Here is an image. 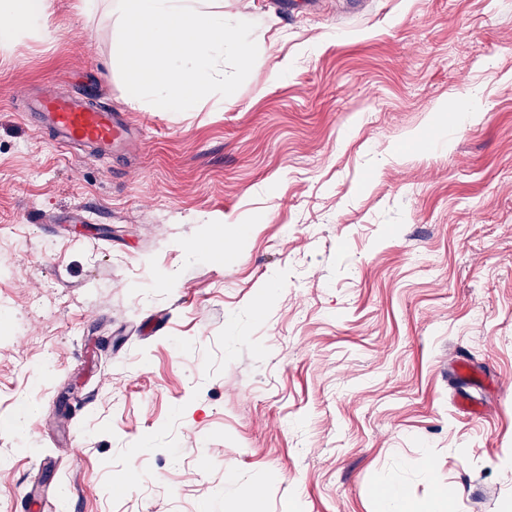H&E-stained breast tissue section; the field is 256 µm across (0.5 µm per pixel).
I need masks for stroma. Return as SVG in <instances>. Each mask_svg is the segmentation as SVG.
<instances>
[{
    "label": "stroma",
    "instance_id": "35a3bbf8",
    "mask_svg": "<svg viewBox=\"0 0 512 512\" xmlns=\"http://www.w3.org/2000/svg\"><path fill=\"white\" fill-rule=\"evenodd\" d=\"M223 2L227 107L127 108L107 0L0 50V512H512V0ZM93 76L133 160L23 115Z\"/></svg>",
    "mask_w": 512,
    "mask_h": 512
}]
</instances>
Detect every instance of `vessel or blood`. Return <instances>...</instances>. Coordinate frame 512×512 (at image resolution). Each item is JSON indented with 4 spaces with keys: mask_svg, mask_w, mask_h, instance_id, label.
Wrapping results in <instances>:
<instances>
[{
    "mask_svg": "<svg viewBox=\"0 0 512 512\" xmlns=\"http://www.w3.org/2000/svg\"><path fill=\"white\" fill-rule=\"evenodd\" d=\"M94 96L91 87L67 95L48 82L30 97L28 109L35 112L39 127L59 145L85 146L98 159L137 152L139 145L127 118L109 106L94 103Z\"/></svg>",
    "mask_w": 512,
    "mask_h": 512,
    "instance_id": "b4317fda",
    "label": "vessel or blood"
}]
</instances>
